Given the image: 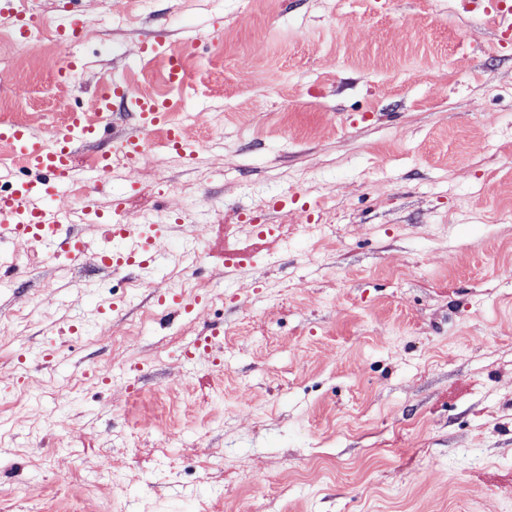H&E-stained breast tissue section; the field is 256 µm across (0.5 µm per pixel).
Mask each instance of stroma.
Wrapping results in <instances>:
<instances>
[{
  "label": "stroma",
  "mask_w": 512,
  "mask_h": 512,
  "mask_svg": "<svg viewBox=\"0 0 512 512\" xmlns=\"http://www.w3.org/2000/svg\"><path fill=\"white\" fill-rule=\"evenodd\" d=\"M0 120L162 95L201 151L116 170L161 265L40 253L0 284L7 512H512V42L481 0H28ZM200 45L173 89L143 48ZM205 226L202 236L190 228ZM188 305L164 314L160 294ZM56 30L59 33L61 42L54 32L47 27L42 29L38 28L34 37L36 41L50 48L57 65L62 63L66 55L64 63L58 70V76L60 80H67L68 76L73 71H76L84 65L83 59L74 54L71 50L72 47L80 41L82 24L80 19L75 15L66 14L57 25Z\"/></svg>",
  "instance_id": "stroma-1"
}]
</instances>
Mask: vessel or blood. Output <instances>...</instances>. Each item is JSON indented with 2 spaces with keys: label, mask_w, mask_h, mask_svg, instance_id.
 <instances>
[{
  "label": "vessel or blood",
  "mask_w": 512,
  "mask_h": 512,
  "mask_svg": "<svg viewBox=\"0 0 512 512\" xmlns=\"http://www.w3.org/2000/svg\"><path fill=\"white\" fill-rule=\"evenodd\" d=\"M485 10L492 15L505 37L512 36V0H486ZM0 18L12 21L17 38L28 37L38 20L25 7V0H0ZM60 40L67 55L58 70L60 79H67L84 61L74 54L73 46L79 42L82 24L75 15H64L57 26ZM132 106L138 115L136 132L125 135L116 144L127 164L142 160L148 148L149 137L159 127L168 129V147L184 158L198 156L196 145L188 141L181 127L169 126L172 104L164 98L141 97L120 83H113L111 93L102 95L94 118L75 110L67 113L63 123L52 130L37 134L21 124H0V141L11 144L22 162L25 172L10 180L7 190L0 191V233L9 240L36 242L44 246L55 258H63L71 265L79 264L85 254L83 243L76 238L61 236L63 224L76 221L101 223V210L94 194H87L76 210L62 212L51 206L56 192L72 185L80 176L74 163L77 145L107 140L111 134L114 101ZM112 221L103 223L104 235L98 248L97 259L108 272H116L131 265L147 268L156 261L151 240L136 235L131 225L122 223L120 199H113Z\"/></svg>",
  "instance_id": "b4317fda"
}]
</instances>
